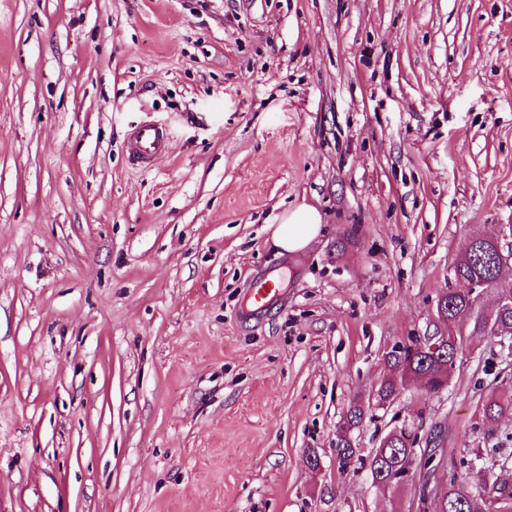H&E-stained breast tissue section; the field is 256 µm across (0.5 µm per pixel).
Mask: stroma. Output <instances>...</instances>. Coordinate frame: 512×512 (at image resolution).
I'll return each mask as SVG.
<instances>
[{
	"label": "stroma",
	"mask_w": 512,
	"mask_h": 512,
	"mask_svg": "<svg viewBox=\"0 0 512 512\" xmlns=\"http://www.w3.org/2000/svg\"><path fill=\"white\" fill-rule=\"evenodd\" d=\"M474 235L512 247V0H0V512H411L390 431L512 451L495 338L373 404ZM170 151L171 143L167 132L156 124H142L130 136L128 154L137 167L149 169ZM276 220L272 245L281 254L302 251L322 232L323 216L312 205L286 209ZM512 413V400H501L497 396H488L482 405L483 421L489 426L493 427L494 424L505 413ZM401 436L400 439H391L386 448H376L370 457L368 466L372 484L376 488L389 486L391 489L414 482L417 475L414 461L418 457V451L414 453V441L408 446L406 436L403 433Z\"/></svg>",
	"instance_id": "obj_1"
}]
</instances>
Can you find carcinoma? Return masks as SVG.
I'll use <instances>...</instances> for the list:
<instances>
[{
	"label": "carcinoma",
	"instance_id": "obj_1",
	"mask_svg": "<svg viewBox=\"0 0 512 512\" xmlns=\"http://www.w3.org/2000/svg\"><path fill=\"white\" fill-rule=\"evenodd\" d=\"M493 255L492 244L483 236L472 237L455 255L452 259L454 286L445 292L448 327L455 331V334L448 335V347L431 354L421 350L415 338L393 346L385 354L390 376L379 385L375 401H392L408 383H416L420 379L424 382L426 394L439 393L443 379L451 377L456 368L463 336L466 334H485L500 329L512 336V309L497 310L486 316L475 306L472 289L468 288L475 281H484L486 288L493 291L508 287L512 289V284L497 278ZM507 412L512 413L511 399L505 401L490 395L482 405L483 421L490 427ZM363 418V406L354 403L346 412L344 427L353 431L359 427ZM336 448L340 467L348 468L356 455L351 443L339 438ZM416 457L418 454L414 453V444H406L404 437L390 440L385 448H376L369 460L372 483L397 488L414 482ZM511 461L512 453L499 460L476 453L469 460L448 466L444 489L446 509L449 512H512V481L495 476V471L508 469ZM471 472L480 477L479 494L469 481Z\"/></svg>",
	"mask_w": 512,
	"mask_h": 512
}]
</instances>
